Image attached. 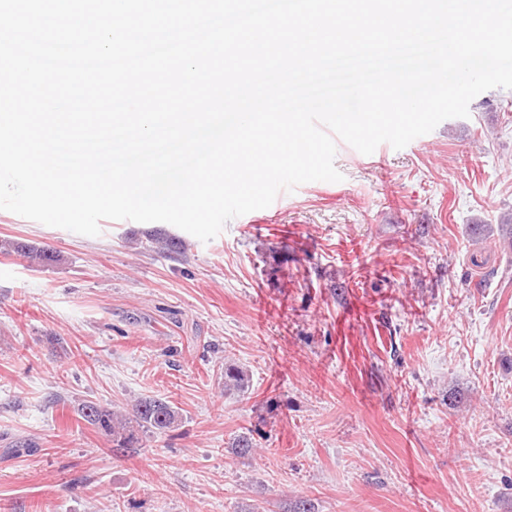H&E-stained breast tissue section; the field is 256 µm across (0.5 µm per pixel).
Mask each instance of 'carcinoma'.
Instances as JSON below:
<instances>
[{
  "mask_svg": "<svg viewBox=\"0 0 512 512\" xmlns=\"http://www.w3.org/2000/svg\"><path fill=\"white\" fill-rule=\"evenodd\" d=\"M150 241L168 253L181 254L186 247L182 239L174 236L154 234L150 236ZM0 249L7 254L20 253L26 256L31 264L39 267L51 266L60 261L59 254L56 252L21 241L0 244ZM246 384L247 377L244 372L232 365L224 366V390L241 391ZM78 413L88 424L112 437L113 447L118 450L133 447V443L137 441L138 432L150 431L155 434H164L178 420V411L169 401L160 397L138 399L129 415L119 414L92 401L81 403Z\"/></svg>",
  "mask_w": 512,
  "mask_h": 512,
  "instance_id": "obj_1",
  "label": "carcinoma"
}]
</instances>
